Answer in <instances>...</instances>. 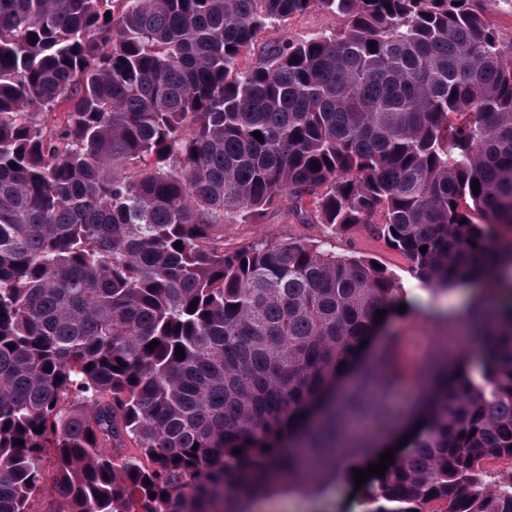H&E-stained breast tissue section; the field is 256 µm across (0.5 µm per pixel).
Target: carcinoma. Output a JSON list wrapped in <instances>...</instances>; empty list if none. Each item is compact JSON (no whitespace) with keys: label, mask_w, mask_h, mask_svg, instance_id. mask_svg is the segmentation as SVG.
I'll return each mask as SVG.
<instances>
[{"label":"carcinoma","mask_w":512,"mask_h":512,"mask_svg":"<svg viewBox=\"0 0 512 512\" xmlns=\"http://www.w3.org/2000/svg\"><path fill=\"white\" fill-rule=\"evenodd\" d=\"M477 2L0 0V512L49 449L54 512H240L322 448L379 462L343 419L390 432L404 373L359 346L403 290L332 248L357 224L435 294H499L424 360L364 512H512L482 468L512 460V42ZM313 9L343 26L240 68ZM284 202L328 239L224 249ZM421 396V390H418L413 385L403 386L395 398V425L397 428L405 421L411 413L416 402Z\"/></svg>","instance_id":"1"}]
</instances>
